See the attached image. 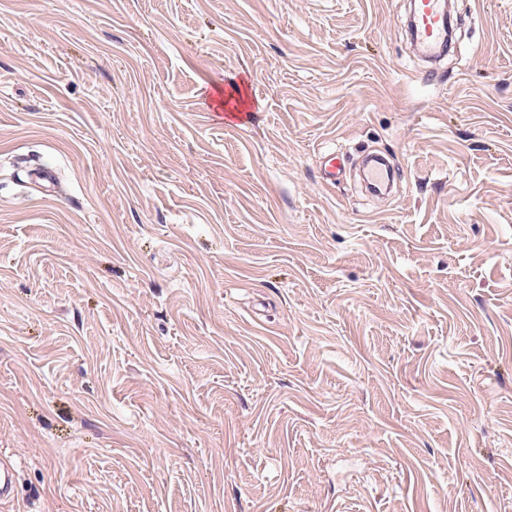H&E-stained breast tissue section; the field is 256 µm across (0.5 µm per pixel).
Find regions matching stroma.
Segmentation results:
<instances>
[{"label": "stroma", "mask_w": 512, "mask_h": 512, "mask_svg": "<svg viewBox=\"0 0 512 512\" xmlns=\"http://www.w3.org/2000/svg\"><path fill=\"white\" fill-rule=\"evenodd\" d=\"M408 16L0 0V512H512V0ZM411 35L428 57L439 56L448 38V1H414L411 13ZM322 181L327 185H336L345 174L344 158L336 151L323 154ZM365 181L369 190L378 193V189L392 183L389 167L383 157L373 156L365 172Z\"/></svg>", "instance_id": "obj_1"}]
</instances>
